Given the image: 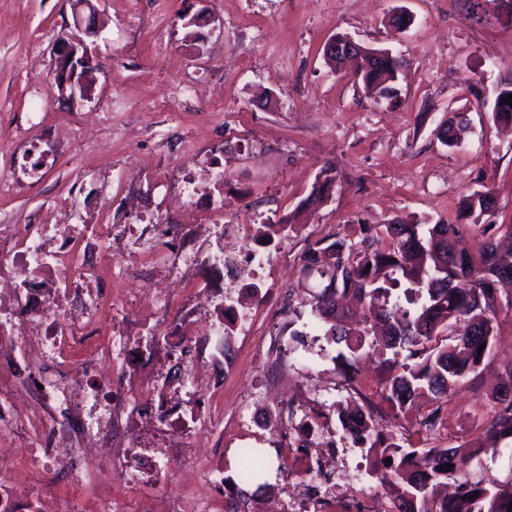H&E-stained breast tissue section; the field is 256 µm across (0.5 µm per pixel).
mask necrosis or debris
I'll return each mask as SVG.
<instances>
[{"label":"necrosis or debris","instance_id":"1","mask_svg":"<svg viewBox=\"0 0 512 512\" xmlns=\"http://www.w3.org/2000/svg\"><path fill=\"white\" fill-rule=\"evenodd\" d=\"M71 208L67 200L42 223L0 225V473L20 437L31 473H114L130 500L177 463L182 495L155 493L151 512H208L196 488L203 403L224 409L225 348L259 347L254 314L296 227L62 222ZM152 250L161 275L150 288L99 296L91 257L121 253L130 267ZM116 337L125 344L118 382ZM387 431L358 404L331 414L311 400L286 431L280 499H253L246 512H388L372 448Z\"/></svg>","mask_w":512,"mask_h":512}]
</instances>
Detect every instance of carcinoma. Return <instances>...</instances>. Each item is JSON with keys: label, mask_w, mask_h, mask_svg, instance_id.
<instances>
[{"label": "carcinoma", "mask_w": 512, "mask_h": 512, "mask_svg": "<svg viewBox=\"0 0 512 512\" xmlns=\"http://www.w3.org/2000/svg\"><path fill=\"white\" fill-rule=\"evenodd\" d=\"M365 77L384 90L394 88L385 66L365 70ZM334 182L332 169H324L312 195L324 198ZM381 228L371 239L352 241L339 231L314 242L309 253L327 261L308 268L320 288L311 311L321 316L324 335L345 344L352 362L368 354L373 341L379 353L391 354L382 360L391 372L385 401L398 417L427 397L430 409L416 424L431 437L443 424L448 392L491 362L499 317L512 315V295L504 299L496 288L512 280V249L499 246L500 236H512V224L480 225L485 242L477 254L465 247L470 224L394 220ZM487 400L484 448L495 450L512 440V396L497 390ZM377 453V478L397 489L399 512H512V482L468 479L472 455L466 445L406 451L391 441ZM263 473L261 457L242 456L240 479L254 481Z\"/></svg>", "instance_id": "obj_1"}]
</instances>
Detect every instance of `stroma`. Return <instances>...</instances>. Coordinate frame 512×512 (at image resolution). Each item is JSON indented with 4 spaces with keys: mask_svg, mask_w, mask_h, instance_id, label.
<instances>
[{
    "mask_svg": "<svg viewBox=\"0 0 512 512\" xmlns=\"http://www.w3.org/2000/svg\"><path fill=\"white\" fill-rule=\"evenodd\" d=\"M413 16L406 31L394 17ZM94 14L81 35L93 68L87 96L61 101L52 50L77 34L75 14ZM198 25H189V18ZM347 35L370 48L403 56L398 105L369 98L345 72L326 64L324 43ZM512 86V16L495 0H0V144L24 152L38 146L49 123L81 118L80 133L57 162L0 201V224H35L65 193L93 188L75 220L119 224L130 208L159 224L224 219L274 224L281 217L305 225L319 239L343 230L394 220L471 225L468 244L482 224H512V126L495 121L499 92ZM460 128L455 146L442 143L445 125ZM221 149L224 192L196 213L179 204L174 188L181 169L194 167L207 147ZM336 177L332 199L315 210L302 200L322 169ZM491 189L488 214H467L461 202ZM122 258L102 266L101 292L116 298L147 287L156 272L142 257L134 277L122 280ZM270 281L280 302L255 317L256 335L270 330L306 332L304 362L290 366L293 383L344 391L333 360L338 347L323 332H307L301 298L290 296L306 278L296 260L274 267ZM235 374L224 385L230 414L204 419L224 435V472L235 474L241 435L271 463L265 479L278 482L276 438L251 426L237 400L250 393L273 363L260 352L235 355ZM444 414L456 425L447 440H415V447H476L470 475L512 481V452L479 450L474 423L487 421L485 399L472 389L449 393ZM51 498L79 497L83 512L104 498H122L120 479L98 478L74 488L65 469L47 475Z\"/></svg>",
    "mask_w": 512,
    "mask_h": 512,
    "instance_id": "1",
    "label": "stroma"
}]
</instances>
